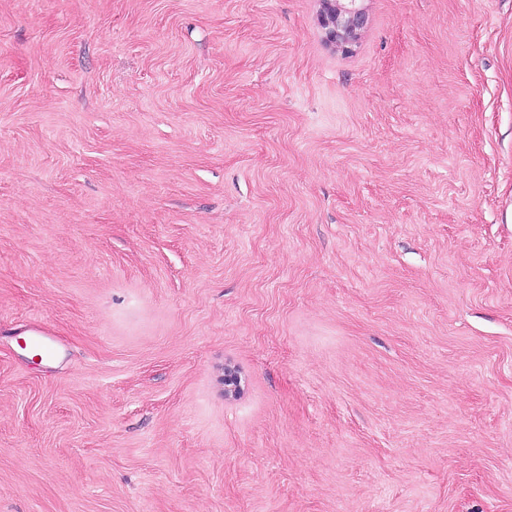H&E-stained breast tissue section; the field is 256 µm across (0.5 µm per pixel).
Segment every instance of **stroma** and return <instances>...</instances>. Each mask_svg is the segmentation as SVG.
Instances as JSON below:
<instances>
[{"label":"stroma","instance_id":"stroma-1","mask_svg":"<svg viewBox=\"0 0 512 512\" xmlns=\"http://www.w3.org/2000/svg\"><path fill=\"white\" fill-rule=\"evenodd\" d=\"M365 7L0 0V512H512V0ZM321 24L334 48L349 52L367 23L363 0H321Z\"/></svg>","mask_w":512,"mask_h":512}]
</instances>
